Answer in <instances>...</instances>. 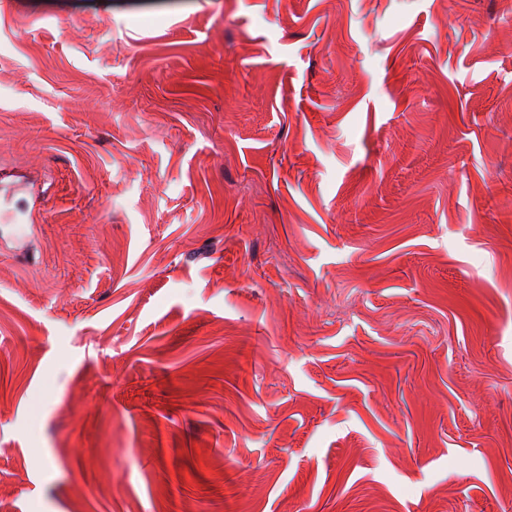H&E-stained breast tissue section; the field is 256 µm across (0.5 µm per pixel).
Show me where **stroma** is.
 Instances as JSON below:
<instances>
[{"mask_svg": "<svg viewBox=\"0 0 512 512\" xmlns=\"http://www.w3.org/2000/svg\"><path fill=\"white\" fill-rule=\"evenodd\" d=\"M7 512H512V0H0Z\"/></svg>", "mask_w": 512, "mask_h": 512, "instance_id": "35a3bbf8", "label": "stroma"}]
</instances>
